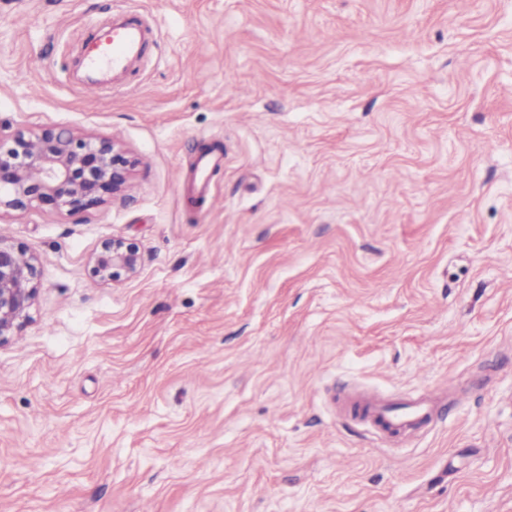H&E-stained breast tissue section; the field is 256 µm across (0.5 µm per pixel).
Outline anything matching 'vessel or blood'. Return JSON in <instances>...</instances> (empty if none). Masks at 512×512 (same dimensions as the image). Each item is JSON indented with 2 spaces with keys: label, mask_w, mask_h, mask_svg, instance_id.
Listing matches in <instances>:
<instances>
[{
  "label": "vessel or blood",
  "mask_w": 512,
  "mask_h": 512,
  "mask_svg": "<svg viewBox=\"0 0 512 512\" xmlns=\"http://www.w3.org/2000/svg\"><path fill=\"white\" fill-rule=\"evenodd\" d=\"M144 44V33L139 25L130 22L117 23L112 27V41L109 46H101L95 38L87 41L86 61L93 69L103 65L118 69L137 58ZM349 408L359 424L384 440L402 435L411 428L429 426L437 412L435 403L425 397L394 404L366 394L355 395Z\"/></svg>",
  "instance_id": "obj_1"
}]
</instances>
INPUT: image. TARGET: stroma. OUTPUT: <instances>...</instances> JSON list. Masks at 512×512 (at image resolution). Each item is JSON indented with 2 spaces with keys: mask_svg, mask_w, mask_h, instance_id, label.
<instances>
[{
  "mask_svg": "<svg viewBox=\"0 0 512 512\" xmlns=\"http://www.w3.org/2000/svg\"><path fill=\"white\" fill-rule=\"evenodd\" d=\"M121 15L142 57L87 93ZM28 127L134 167L0 216L40 270L0 512H512V0H0V137ZM113 238L138 269L100 283ZM354 387L436 419L381 442Z\"/></svg>",
  "mask_w": 512,
  "mask_h": 512,
  "instance_id": "obj_1",
  "label": "stroma"
}]
</instances>
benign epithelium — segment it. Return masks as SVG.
I'll return each instance as SVG.
<instances>
[{
	"label": "benign epithelium",
	"instance_id": "1",
	"mask_svg": "<svg viewBox=\"0 0 512 512\" xmlns=\"http://www.w3.org/2000/svg\"><path fill=\"white\" fill-rule=\"evenodd\" d=\"M133 162L112 138L69 129L31 127L0 141V211H27L44 203L70 213L98 206L126 186ZM135 244L112 239L93 258L99 281L132 275ZM38 261L0 236V342L29 319L38 292Z\"/></svg>",
	"mask_w": 512,
	"mask_h": 512
}]
</instances>
